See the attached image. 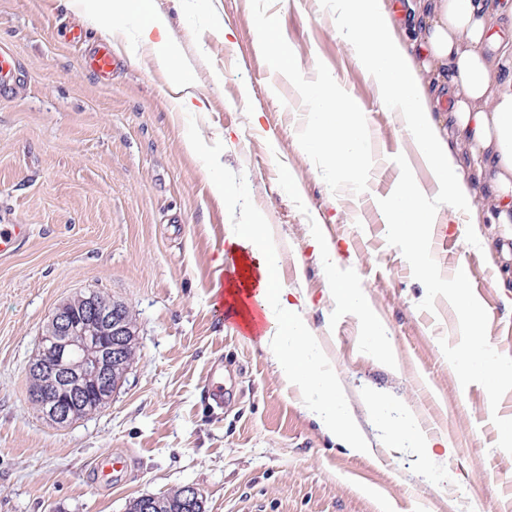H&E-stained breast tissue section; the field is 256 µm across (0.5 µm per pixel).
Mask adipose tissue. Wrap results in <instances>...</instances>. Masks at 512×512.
Here are the masks:
<instances>
[{"instance_id":"adipose-tissue-1","label":"adipose tissue","mask_w":512,"mask_h":512,"mask_svg":"<svg viewBox=\"0 0 512 512\" xmlns=\"http://www.w3.org/2000/svg\"><path fill=\"white\" fill-rule=\"evenodd\" d=\"M74 6L105 25L126 15L141 17L129 52L150 47L172 78L181 80L175 69L179 50L152 0H74ZM331 9L337 32L353 47L381 102L399 109L412 146L449 210L467 213L474 224H512V44L487 50L501 16L498 5L493 0H410L403 23L386 0H333ZM259 35L276 68L295 76L300 59L283 43L274 20H266ZM301 92L313 103L303 148L326 158L337 179L363 184L370 169L368 126L355 100L327 74ZM445 95L452 103L439 119L435 113ZM228 243L238 259L237 280L227 290L229 313L258 331L282 381L303 398L319 428L342 447L366 452L368 444L318 337L287 290L266 285L268 274L278 269L275 238L266 225L240 224ZM323 257L332 263L331 252ZM330 292L359 316L374 349L390 356L386 330L369 310L362 288L333 263ZM369 409L391 447L433 458L437 441L411 412L394 413L391 401L379 394L371 396Z\"/></svg>"}]
</instances>
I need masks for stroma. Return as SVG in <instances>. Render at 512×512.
Instances as JSON below:
<instances>
[{"instance_id":"1","label":"stroma","mask_w":512,"mask_h":512,"mask_svg":"<svg viewBox=\"0 0 512 512\" xmlns=\"http://www.w3.org/2000/svg\"><path fill=\"white\" fill-rule=\"evenodd\" d=\"M185 64L173 83L151 49L125 56L110 84L81 65L83 47L111 40L71 0H0V50L25 79L0 96V224H23L20 247L0 256V512H127L129 503L186 485L205 512H512V454L497 446L492 412L512 416V391L491 407L478 384L461 386L440 340L456 343L457 314L433 310L378 205L397 185L396 155L431 186L395 112L382 105L325 0H154ZM273 19L302 59L281 77L260 46ZM336 77L359 103L372 168L359 192L303 151L309 100L298 83ZM204 141L197 153L186 141ZM224 182L216 196L212 178ZM270 225L279 283L299 305L371 445L349 453L285 389L271 356L214 308L234 259L230 225ZM447 275L466 267L488 314L491 346L512 356V273L497 248L512 224H440ZM332 247L364 290L391 342L381 358L359 319L329 292L317 251ZM136 318L135 357L106 407L64 426L29 399L28 367L56 308L88 293ZM219 367L224 403L207 404ZM390 395L448 441L425 462L386 447L368 397ZM121 454L111 484L96 464ZM452 479L434 488L430 474Z\"/></svg>"}]
</instances>
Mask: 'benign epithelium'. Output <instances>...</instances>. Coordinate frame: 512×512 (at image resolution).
<instances>
[{
    "label": "benign epithelium",
    "mask_w": 512,
    "mask_h": 512,
    "mask_svg": "<svg viewBox=\"0 0 512 512\" xmlns=\"http://www.w3.org/2000/svg\"><path fill=\"white\" fill-rule=\"evenodd\" d=\"M127 336L120 307L94 293L77 306L61 304L28 368L31 402L55 425L77 418L90 398L99 408L107 406L112 374L126 367Z\"/></svg>",
    "instance_id": "obj_1"
}]
</instances>
